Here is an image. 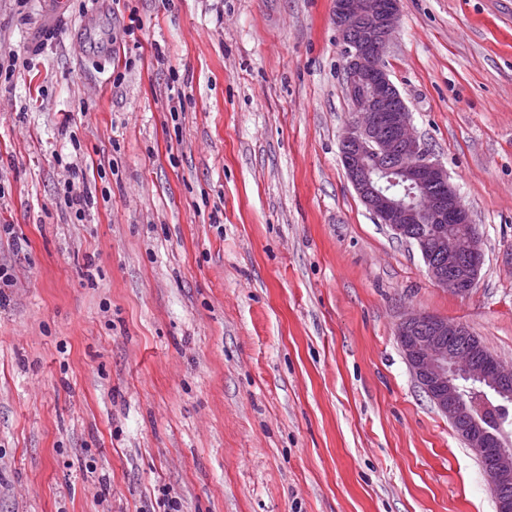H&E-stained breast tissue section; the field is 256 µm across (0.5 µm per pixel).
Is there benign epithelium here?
<instances>
[{
  "label": "benign epithelium",
  "instance_id": "1",
  "mask_svg": "<svg viewBox=\"0 0 512 512\" xmlns=\"http://www.w3.org/2000/svg\"><path fill=\"white\" fill-rule=\"evenodd\" d=\"M400 0H334V22L345 59L343 86L352 120L340 149L346 175L377 223L416 241L433 281L453 295L476 287L484 263L479 230L448 172L431 160L412 127L409 107L390 79L383 55L399 17ZM466 325L415 313L397 339L414 379L479 456L493 493L512 478V447L485 428L468 406L471 394L512 401V364L497 357L472 364V347L449 345Z\"/></svg>",
  "mask_w": 512,
  "mask_h": 512
}]
</instances>
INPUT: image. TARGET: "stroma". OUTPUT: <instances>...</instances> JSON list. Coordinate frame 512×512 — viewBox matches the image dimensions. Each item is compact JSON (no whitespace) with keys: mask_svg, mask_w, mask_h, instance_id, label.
<instances>
[{"mask_svg":"<svg viewBox=\"0 0 512 512\" xmlns=\"http://www.w3.org/2000/svg\"><path fill=\"white\" fill-rule=\"evenodd\" d=\"M333 9L0 0V512H497L396 331L512 362V0H401L383 56L482 236L464 297L346 176ZM65 197L67 207L74 211L75 217L79 220L85 217L86 211L94 204L92 194L86 189H77L74 182L68 184Z\"/></svg>","mask_w":512,"mask_h":512,"instance_id":"stroma-1","label":"stroma"}]
</instances>
